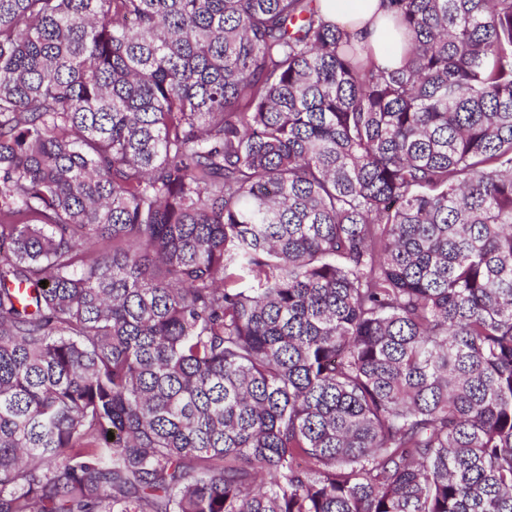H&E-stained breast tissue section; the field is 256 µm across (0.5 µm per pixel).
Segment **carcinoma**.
Segmentation results:
<instances>
[{
	"label": "carcinoma",
	"mask_w": 512,
	"mask_h": 512,
	"mask_svg": "<svg viewBox=\"0 0 512 512\" xmlns=\"http://www.w3.org/2000/svg\"><path fill=\"white\" fill-rule=\"evenodd\" d=\"M390 8L0 0V512H512V0ZM389 0H320L326 20L346 30L371 50V62L379 69L398 68L406 40L392 24Z\"/></svg>",
	"instance_id": "cac0c4a2"
}]
</instances>
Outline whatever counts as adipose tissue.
Returning <instances> with one entry per match:
<instances>
[{
	"label": "adipose tissue",
	"mask_w": 512,
	"mask_h": 512,
	"mask_svg": "<svg viewBox=\"0 0 512 512\" xmlns=\"http://www.w3.org/2000/svg\"><path fill=\"white\" fill-rule=\"evenodd\" d=\"M326 20L346 30L371 50V62L379 69L401 65L406 40L392 24L388 0H320Z\"/></svg>",
	"instance_id": "ef3b65f1"
}]
</instances>
